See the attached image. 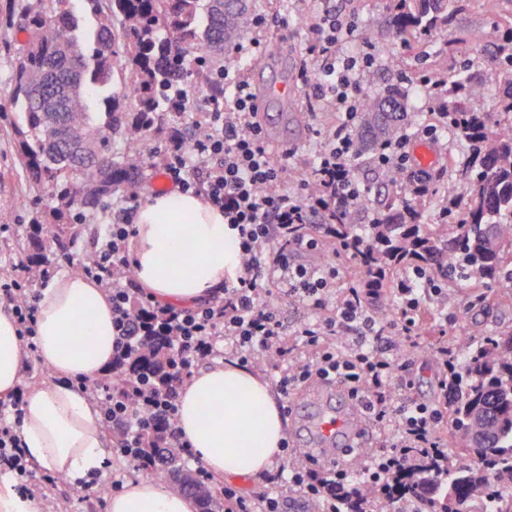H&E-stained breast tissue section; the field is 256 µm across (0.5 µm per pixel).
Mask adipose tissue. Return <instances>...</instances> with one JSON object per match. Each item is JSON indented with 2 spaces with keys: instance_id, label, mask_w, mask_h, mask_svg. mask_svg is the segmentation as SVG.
I'll return each instance as SVG.
<instances>
[{
  "instance_id": "ef3b65f1",
  "label": "adipose tissue",
  "mask_w": 512,
  "mask_h": 512,
  "mask_svg": "<svg viewBox=\"0 0 512 512\" xmlns=\"http://www.w3.org/2000/svg\"><path fill=\"white\" fill-rule=\"evenodd\" d=\"M129 242L138 287L154 301L193 308L221 296L240 265L237 232L204 197L181 191L148 196ZM37 353L56 378L24 387L22 342L0 310V396L22 395L17 433L30 462L79 483L103 474L111 455L90 394L71 379L96 381L112 367V303L105 289L76 274L44 283L36 314ZM214 410L203 419L205 407ZM177 425L216 476L253 477L281 458L287 430L269 383L230 363L195 371L178 398ZM106 512H196L191 496L151 477L108 497Z\"/></svg>"
}]
</instances>
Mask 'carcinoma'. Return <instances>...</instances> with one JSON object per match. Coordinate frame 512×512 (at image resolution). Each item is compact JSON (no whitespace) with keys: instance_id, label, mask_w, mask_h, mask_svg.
Instances as JSON below:
<instances>
[{"instance_id":"obj_1","label":"carcinoma","mask_w":512,"mask_h":512,"mask_svg":"<svg viewBox=\"0 0 512 512\" xmlns=\"http://www.w3.org/2000/svg\"><path fill=\"white\" fill-rule=\"evenodd\" d=\"M500 0H388L385 23L419 67L376 94L362 97L352 172L374 171L384 191L366 192L346 207H327L321 225L333 229L332 255L348 254L378 292L407 269L460 287L474 281L512 286V9L497 14L475 45L492 47L482 67L453 59V27L481 4L494 12ZM96 26L83 22L68 0H29L18 18L28 39L16 60L14 98L17 158L26 181L58 203L56 224L30 238L27 263L49 261L47 251L67 250L77 205L87 213L139 180L147 137L163 131L169 92L201 81L220 91L213 73L194 54L216 57L247 27L243 0H85ZM130 84L133 99L113 90ZM105 115L91 106L99 93ZM423 91L429 117L466 146L448 166L427 172L422 183L410 173L385 169L377 146L409 133L399 125L410 97ZM119 139L126 153L107 155ZM448 377V421L460 448L448 464L410 475L389 500L394 512L423 502L428 512H512V332L484 336L460 355ZM134 370L169 387L179 369L160 345L142 346ZM495 423L488 446L469 436L477 415ZM148 429L136 459L148 457L161 439Z\"/></svg>"}]
</instances>
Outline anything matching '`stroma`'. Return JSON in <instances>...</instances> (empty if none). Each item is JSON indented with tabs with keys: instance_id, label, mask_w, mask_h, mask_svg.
I'll return each mask as SVG.
<instances>
[{
	"instance_id": "obj_1",
	"label": "stroma",
	"mask_w": 512,
	"mask_h": 512,
	"mask_svg": "<svg viewBox=\"0 0 512 512\" xmlns=\"http://www.w3.org/2000/svg\"><path fill=\"white\" fill-rule=\"evenodd\" d=\"M26 0H0V213L10 216V222L0 229V278L9 276L24 260L29 248L31 224L51 223L52 200L46 192L29 187L17 164L14 126L19 114L12 97L14 67L18 52L25 38L16 27V17ZM383 0H252V11L262 19L260 32L263 51L258 64L248 65V73H261L265 83H275L287 77L296 80L298 98L289 106L278 100H267L264 119L272 126V132L292 152L288 161V182L298 185L305 180L314 166L316 153L323 147V137L317 129H330L337 121V114L329 103L315 101L310 96V85L319 75L321 59L309 55L308 47L318 42V29L325 12H340L351 16L356 29L342 43L340 50L356 55L367 52L376 63L372 75L363 77V91L382 89L393 82L394 70L388 69L385 59L390 55H403L404 49L392 31L380 33L375 41L362 37L365 28L376 26L383 11ZM287 10L291 19L288 27L277 26L274 17L279 10ZM336 278L335 296L329 297L325 307L312 310L292 298L278 297L281 318L288 331H295L308 322L332 317L336 311L337 297L344 294L354 282L352 261L340 257L334 261ZM470 291L451 288L447 291L448 309L439 313L438 329L446 346L458 351L480 337L498 331L512 330V305L490 302L487 307L469 304ZM407 362L399 376L410 382L409 397L431 406L441 405V392L437 386L440 376L434 354L426 348H406ZM287 463L259 478L211 477L209 485L214 491H222L230 485L249 498L267 492L282 495L285 512H315L312 503L299 492L288 487L282 473ZM105 493L85 494L63 476H56L53 483L44 488L40 498V512H105Z\"/></svg>"
}]
</instances>
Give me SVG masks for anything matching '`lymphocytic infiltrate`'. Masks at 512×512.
Segmentation results:
<instances>
[{
    "mask_svg": "<svg viewBox=\"0 0 512 512\" xmlns=\"http://www.w3.org/2000/svg\"><path fill=\"white\" fill-rule=\"evenodd\" d=\"M355 24L343 16H326L320 27L319 53L323 70L311 86L317 100L330 102L338 114L337 125L325 133L326 147L313 167L330 196L308 186L288 185V155H273L265 143L257 120L256 97L243 66L220 71L218 77L230 88L229 99L207 102L206 135L185 141L174 135L166 150L163 177L183 192L204 195L224 213V221L238 232L242 266L234 281L224 287L222 299L197 308L177 309L136 296L132 287V264L127 243L134 235L137 194L124 199L121 221L109 224L102 245L84 262L82 273L104 288L112 302L113 369L131 366L141 336H157L168 343L182 376H189L196 364L212 357L217 340H224L242 362L256 366L276 357L282 366L278 389L289 395L293 386L317 380L345 385L358 400L366 401L374 426L383 434L359 470L320 467L297 462L289 467V481L317 507V512H350L361 493L371 492L380 503L405 468L418 457L444 452L438 433L445 415L437 408L400 400L393 381L399 369L396 359L404 343L410 342L420 310L419 283L406 280L395 291L397 324H376L369 314L372 299L366 289L348 288L330 319L304 324L298 341L288 345V334L272 302L268 283L285 284L286 293L310 308L323 306L332 292L334 268L294 264L293 252L323 249L332 233L296 235L298 225L334 199L348 205L364 192L354 181L351 133L359 110L363 74L374 64L370 55L342 56L336 51L340 40L351 35ZM53 264L37 269L20 266L10 278L0 281V300L11 311L18 334L24 341V357L37 351L34 341L37 298L31 285L49 280ZM139 300L146 314L144 322L128 319L132 300ZM362 324L371 341L347 342L342 329ZM137 393L128 397L113 393L103 382L89 384L98 403L103 424L122 428L123 447L135 448L144 430L154 424L165 428L164 447H183L177 426L178 390L152 388L137 382ZM6 405H0V466L15 477L21 491L36 498L43 494L13 425L4 423Z\"/></svg>",
    "mask_w": 512,
    "mask_h": 512,
    "instance_id": "1",
    "label": "lymphocytic infiltrate"
}]
</instances>
